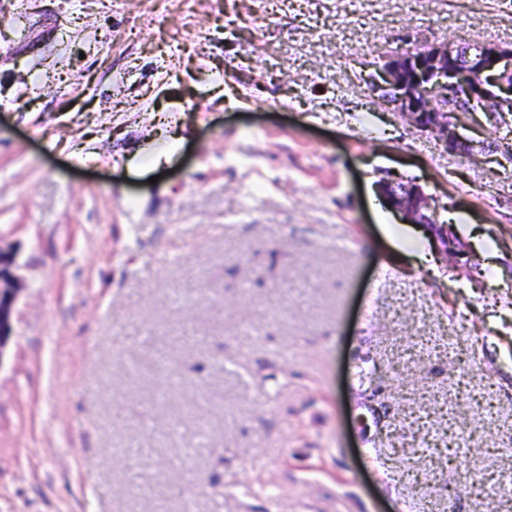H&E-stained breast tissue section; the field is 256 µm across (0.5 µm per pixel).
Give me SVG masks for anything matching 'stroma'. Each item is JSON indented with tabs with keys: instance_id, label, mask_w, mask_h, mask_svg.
Wrapping results in <instances>:
<instances>
[{
	"instance_id": "1",
	"label": "stroma",
	"mask_w": 512,
	"mask_h": 512,
	"mask_svg": "<svg viewBox=\"0 0 512 512\" xmlns=\"http://www.w3.org/2000/svg\"><path fill=\"white\" fill-rule=\"evenodd\" d=\"M452 38L512 0H0V512H512V161L369 85ZM381 192L384 204L401 214L409 224H419L431 231L438 253L446 262L449 259L454 265H459L464 248L450 242L448 225L438 224L434 216L435 207L432 206L434 199L421 185L392 180L383 185ZM17 250L0 242V360L13 335V319L24 289L19 275Z\"/></svg>"
}]
</instances>
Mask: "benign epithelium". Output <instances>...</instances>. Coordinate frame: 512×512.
I'll return each mask as SVG.
<instances>
[{
  "label": "benign epithelium",
  "instance_id": "obj_1",
  "mask_svg": "<svg viewBox=\"0 0 512 512\" xmlns=\"http://www.w3.org/2000/svg\"><path fill=\"white\" fill-rule=\"evenodd\" d=\"M375 92H387L382 104L422 133L435 137L450 155L475 157L483 147L463 133L462 114L512 95V50L498 43H432L418 50L390 53L380 69ZM382 201L410 224L433 232L435 247L444 259L459 264L464 248L450 242L448 225L437 222L433 198L415 183L388 181ZM23 290L15 247L0 243V360L13 335V319Z\"/></svg>",
  "mask_w": 512,
  "mask_h": 512
}]
</instances>
